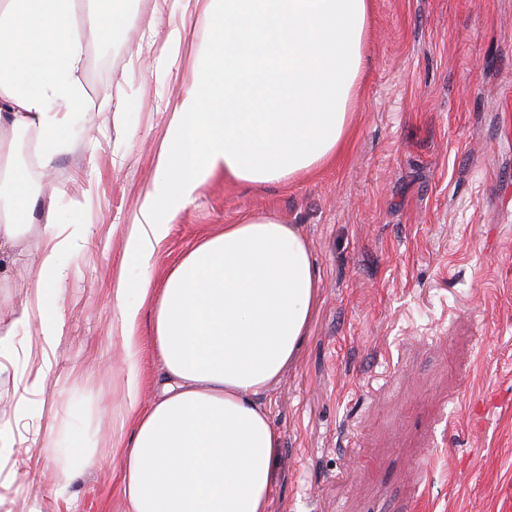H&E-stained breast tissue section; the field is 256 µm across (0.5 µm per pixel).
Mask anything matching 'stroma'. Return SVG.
Instances as JSON below:
<instances>
[{
    "mask_svg": "<svg viewBox=\"0 0 512 512\" xmlns=\"http://www.w3.org/2000/svg\"><path fill=\"white\" fill-rule=\"evenodd\" d=\"M205 22L177 57L91 47L85 121L95 165L31 166L88 233L67 256L61 333L17 331L0 357V512H57L47 489L78 422L94 466L77 512L112 508V429L124 411L112 282ZM366 76L336 163L283 185L221 179L156 255L163 280L216 224L267 212L301 226L321 275L297 360L271 394L280 432L270 512H512V0H371ZM123 97L122 132L112 101ZM42 225L0 242V329L37 310ZM46 367L41 390L22 372Z\"/></svg>",
    "mask_w": 512,
    "mask_h": 512,
    "instance_id": "stroma-1",
    "label": "stroma"
}]
</instances>
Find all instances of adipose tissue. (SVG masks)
I'll return each mask as SVG.
<instances>
[{"mask_svg":"<svg viewBox=\"0 0 512 512\" xmlns=\"http://www.w3.org/2000/svg\"><path fill=\"white\" fill-rule=\"evenodd\" d=\"M124 0H0V150L35 131L40 165L84 153L85 71L97 27L105 45L126 38ZM204 5L208 35L195 80L176 104L153 159V177L121 230L112 285L128 419L112 435L119 512H270L280 434L264 403L298 355L317 308L320 277L302 229L270 213L217 224L156 281L154 259L178 217L213 179L251 186L290 182L338 158L366 69L368 0H155L156 16ZM38 219L49 244L39 260L38 319L22 312L0 332L38 322L60 330L54 302L70 246L85 228L63 223L57 200L23 193L0 171V238ZM150 315L148 334L141 318ZM156 386L143 392L142 344ZM79 434L49 487L65 500L90 467Z\"/></svg>","mask_w":512,"mask_h":512,"instance_id":"1","label":"adipose tissue"}]
</instances>
